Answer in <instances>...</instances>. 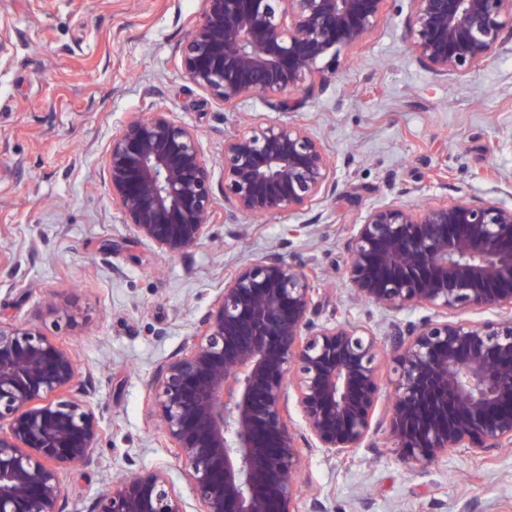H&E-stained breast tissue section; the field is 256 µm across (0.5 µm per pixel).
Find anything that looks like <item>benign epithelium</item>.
I'll use <instances>...</instances> for the list:
<instances>
[{"mask_svg":"<svg viewBox=\"0 0 512 512\" xmlns=\"http://www.w3.org/2000/svg\"><path fill=\"white\" fill-rule=\"evenodd\" d=\"M391 0H204L178 44L184 78L234 112L324 86L321 66L359 49ZM405 37L437 77L512 50V0H408ZM224 222L305 212L336 191L323 141L264 121L224 136ZM112 204L137 237L179 257L207 235L216 194L196 131L171 112L136 115L104 159ZM354 293L386 311L425 308L384 340L335 318L318 324L307 264L277 253L243 263L159 364L148 414L185 466L200 512H298L302 449L345 456L384 429L394 453L427 468L457 448L512 450V207L467 194L424 207H374L347 244ZM496 308L499 319H451ZM394 399L374 420L383 359ZM90 375L33 325L0 320V512H62V471L94 463L102 439ZM304 432L290 425V406ZM89 512H186L164 472L142 468Z\"/></svg>","mask_w":512,"mask_h":512,"instance_id":"7a95c632","label":"benign epithelium"}]
</instances>
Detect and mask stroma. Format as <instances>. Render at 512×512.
I'll return each instance as SVG.
<instances>
[{"label":"stroma","instance_id":"35a3bbf8","mask_svg":"<svg viewBox=\"0 0 512 512\" xmlns=\"http://www.w3.org/2000/svg\"><path fill=\"white\" fill-rule=\"evenodd\" d=\"M202 0H0L9 51L0 57V319L35 325L72 349L94 381L103 437L97 464L63 474L62 512L93 499L131 470L158 468L186 512L199 505L182 464L162 448L147 415L155 367L195 332L244 262L276 252L308 262L323 305L385 336L417 320L357 300L345 277L346 244L367 212L398 201L493 194L512 206V53L464 76L438 78L415 60L394 0L332 77L278 113L253 99L224 111L182 75L176 47ZM164 109L196 130L215 179L224 136L262 119L298 123L336 161L337 190L308 213L224 221L216 203L209 237L170 258L140 240L113 206L103 171L112 136L135 114ZM71 302V329L46 307ZM299 512H512V451L459 448L433 465L404 463L376 432L346 456L304 451Z\"/></svg>","mask_w":512,"mask_h":512}]
</instances>
